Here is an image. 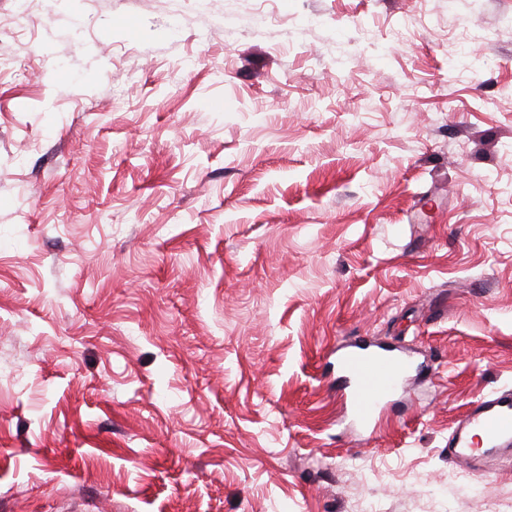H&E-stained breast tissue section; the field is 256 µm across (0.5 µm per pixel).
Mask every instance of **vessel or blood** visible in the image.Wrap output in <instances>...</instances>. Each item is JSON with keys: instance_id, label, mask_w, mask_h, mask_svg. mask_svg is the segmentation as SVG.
<instances>
[{"instance_id": "b4317fda", "label": "vessel or blood", "mask_w": 512, "mask_h": 512, "mask_svg": "<svg viewBox=\"0 0 512 512\" xmlns=\"http://www.w3.org/2000/svg\"><path fill=\"white\" fill-rule=\"evenodd\" d=\"M407 368L401 356L367 352L356 345L336 361V371L345 383L344 399L354 418L368 422L376 409L395 390ZM483 437L490 450L512 444V393L486 396L466 414L461 428L448 440V457L458 465H470L475 457L473 440Z\"/></svg>"}]
</instances>
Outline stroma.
<instances>
[{"label": "stroma", "mask_w": 512, "mask_h": 512, "mask_svg": "<svg viewBox=\"0 0 512 512\" xmlns=\"http://www.w3.org/2000/svg\"><path fill=\"white\" fill-rule=\"evenodd\" d=\"M30 3L0 512H512V449L448 459L512 390V0ZM362 340L414 364L366 427Z\"/></svg>", "instance_id": "35a3bbf8"}]
</instances>
